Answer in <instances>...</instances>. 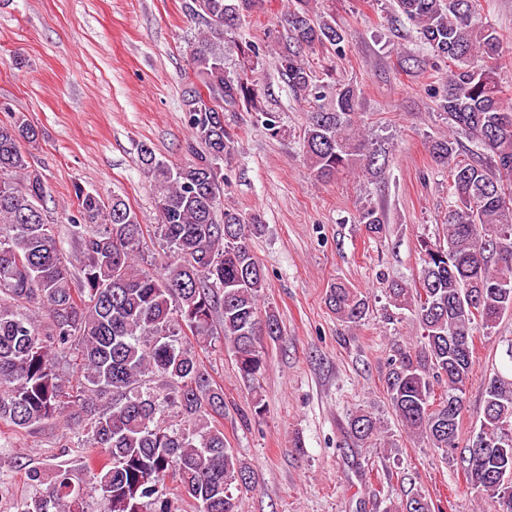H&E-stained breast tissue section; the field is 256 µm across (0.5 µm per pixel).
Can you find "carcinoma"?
I'll list each match as a JSON object with an SVG mask.
<instances>
[{"mask_svg":"<svg viewBox=\"0 0 512 512\" xmlns=\"http://www.w3.org/2000/svg\"><path fill=\"white\" fill-rule=\"evenodd\" d=\"M311 0H290L288 39L274 48L278 72L307 103L303 153L315 180L348 172L382 174L386 150L361 131L359 91L318 79L304 53L345 52L348 33L313 15ZM262 0H187L185 11L206 31L189 46L199 85L185 91L190 139L184 164L171 165L142 144L138 157L151 179L158 223L146 228L118 195L106 201L75 187L77 215L67 233L77 251L69 266L58 223L44 208L47 185L30 162L40 130L22 113L0 121V424L30 431L65 416L79 419L60 455L91 448L97 460L31 468L36 492L17 512H238L236 493L255 487L253 468L229 446L224 388L206 369L215 333L224 336L253 413L264 410L260 379L264 340H278V314L261 310L266 288L251 238L261 214L221 208L220 162L231 155L226 112H254L275 134L280 116L266 109L260 81L265 50L234 44L238 72L224 70V35ZM423 44L448 60L447 90L439 101L449 130L429 141L433 161L448 169L443 238L419 250L418 286L391 282L390 305L412 313L419 344L398 345L384 378L390 408L412 436L448 452L456 448L464 387L472 370L476 325L490 330L512 312V102L499 85L507 40L483 20L477 0H396ZM463 134L480 152L458 159ZM365 233L385 231V213L359 215ZM160 242L167 262L143 267L146 238ZM325 303L346 323H359L370 300L336 280ZM71 357L77 385L57 372ZM446 389L435 396L434 384ZM348 434L369 445L381 421L359 408ZM464 459L467 489L512 512V374L488 382L479 432ZM397 512H435L417 494Z\"/></svg>","mask_w":512,"mask_h":512,"instance_id":"1","label":"carcinoma"}]
</instances>
